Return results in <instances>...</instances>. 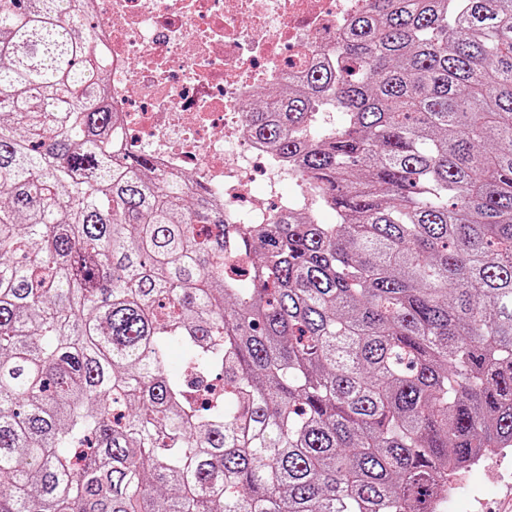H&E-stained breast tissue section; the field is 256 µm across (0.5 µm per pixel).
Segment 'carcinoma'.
Masks as SVG:
<instances>
[{"label":"carcinoma","instance_id":"carcinoma-1","mask_svg":"<svg viewBox=\"0 0 512 512\" xmlns=\"http://www.w3.org/2000/svg\"><path fill=\"white\" fill-rule=\"evenodd\" d=\"M73 2L0 0V512H445L512 451V0H370L250 104L336 214L262 227L113 148Z\"/></svg>","mask_w":512,"mask_h":512}]
</instances>
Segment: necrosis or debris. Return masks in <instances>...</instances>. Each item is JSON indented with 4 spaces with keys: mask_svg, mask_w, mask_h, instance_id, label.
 I'll list each match as a JSON object with an SVG mask.
<instances>
[{
    "mask_svg": "<svg viewBox=\"0 0 512 512\" xmlns=\"http://www.w3.org/2000/svg\"><path fill=\"white\" fill-rule=\"evenodd\" d=\"M368 0H81L107 67L121 151L189 173L231 224H264L287 169L254 138L246 102L331 61ZM262 189H255V182Z\"/></svg>",
    "mask_w": 512,
    "mask_h": 512,
    "instance_id": "1",
    "label": "necrosis or debris"
}]
</instances>
